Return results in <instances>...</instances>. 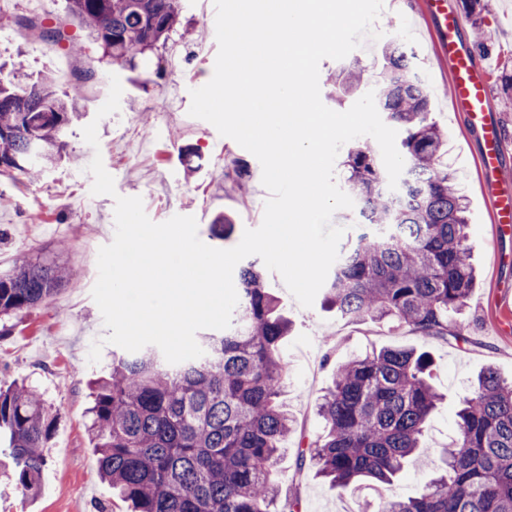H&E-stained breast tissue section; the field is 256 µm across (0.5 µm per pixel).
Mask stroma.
Segmentation results:
<instances>
[{
    "label": "stroma",
    "instance_id": "1",
    "mask_svg": "<svg viewBox=\"0 0 512 512\" xmlns=\"http://www.w3.org/2000/svg\"><path fill=\"white\" fill-rule=\"evenodd\" d=\"M210 5L211 0H181L179 24L166 41L134 62L117 63L96 46H87L79 59L27 33L25 21L35 17L48 24L67 21L69 32L81 35L78 23L70 19L69 0H0V72L15 73L23 83L50 78L59 93L77 97L79 110L64 134L65 156L38 180L17 171L0 172V273L17 261L38 257L56 258L72 270L67 285L50 301L0 321V386L28 380L62 414L36 499H28L3 478L11 461L0 454V512L125 510L97 471L85 427L91 403L88 382L108 371L113 351L91 296L95 281L89 272L97 267L99 248L113 239L115 196L92 194L87 167L94 154H101L113 176L116 195L141 197L153 222L206 214L198 236L211 247L236 246L244 230L259 227L263 220L269 193L261 183L257 158L233 141L226 149L215 148L216 128L189 114L191 90L208 83L214 71ZM421 8L422 0H384L375 23L382 39L350 54L365 68L360 88H338L336 72L342 63L326 59L319 67L320 92L328 108L346 111L374 89L379 73L374 61L385 40L400 39L412 51L414 69L430 93L431 118L448 136L446 158L456 187L468 205L467 244L478 269L477 285L462 315L468 340L422 337L388 321H349L320 297L312 307H302L279 274L265 272V285L290 322L282 341L288 360L282 400L294 424L276 477L283 492L298 494L299 512H372L374 490L336 488L297 468L300 444L324 433L318 404L337 369L351 358L391 346L429 353L431 381L446 395L426 426L429 448H445L454 441L459 402L482 368L494 366L504 379H512V235L496 233L477 169L481 136L463 114L451 109L449 64L438 57L428 27L419 24ZM482 17L485 45L476 49L474 61L493 69L488 110L503 129L501 175L512 182V112L502 106L499 81L502 72L512 73V0H483ZM89 66L94 79H73V72ZM113 74L123 89L120 109L100 119L96 113L108 97ZM92 122L98 125L95 149L82 136L83 127ZM221 216L234 229L219 239L212 236L210 225ZM96 340L103 347L100 361L92 364L88 352Z\"/></svg>",
    "mask_w": 512,
    "mask_h": 512
}]
</instances>
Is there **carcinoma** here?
Instances as JSON below:
<instances>
[{"label": "carcinoma", "instance_id": "obj_1", "mask_svg": "<svg viewBox=\"0 0 512 512\" xmlns=\"http://www.w3.org/2000/svg\"><path fill=\"white\" fill-rule=\"evenodd\" d=\"M179 0H70V15L103 54L127 62L168 39ZM26 26L76 50L65 25ZM375 98L401 127L404 178L392 191L379 155L366 143L347 150L341 188L352 197L359 232L336 260L326 297L339 316L388 320L419 336L467 341L459 319L475 285L466 245L465 198L444 161V132L430 120L429 93L403 44L386 48ZM75 103L51 80L29 86L0 79V169L40 173L56 160ZM67 280L54 260L22 261L0 274V318L53 298ZM288 320L265 287L258 262L239 272L236 318L220 336L200 337V358L169 364L156 350L112 357L94 382L86 430L101 477L131 512H298L272 472L292 429L280 402L287 379L281 344ZM431 358L387 347L336 371L318 406L325 435L301 450L333 486L392 483L409 459L431 478L406 500L385 498L377 512H512V381L492 367L477 377L457 411L458 435L438 452L423 446L425 424L443 399L430 382ZM59 410L26 382L0 388V435L12 478L38 496L44 448Z\"/></svg>", "mask_w": 512, "mask_h": 512}]
</instances>
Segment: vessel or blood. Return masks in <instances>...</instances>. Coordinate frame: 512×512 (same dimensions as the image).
Here are the masks:
<instances>
[{
    "mask_svg": "<svg viewBox=\"0 0 512 512\" xmlns=\"http://www.w3.org/2000/svg\"><path fill=\"white\" fill-rule=\"evenodd\" d=\"M423 19L434 26L442 55L453 64L449 94L454 111L466 113L469 121L483 131V146L478 155L481 178L488 188L492 220L500 231H512V186H501L499 174L504 153L502 129L492 122L487 105L490 95L489 73L486 67L473 62L472 46H462L456 40L464 28L465 19L449 10L446 0H424Z\"/></svg>",
    "mask_w": 512,
    "mask_h": 512,
    "instance_id": "obj_1",
    "label": "vessel or blood"
}]
</instances>
